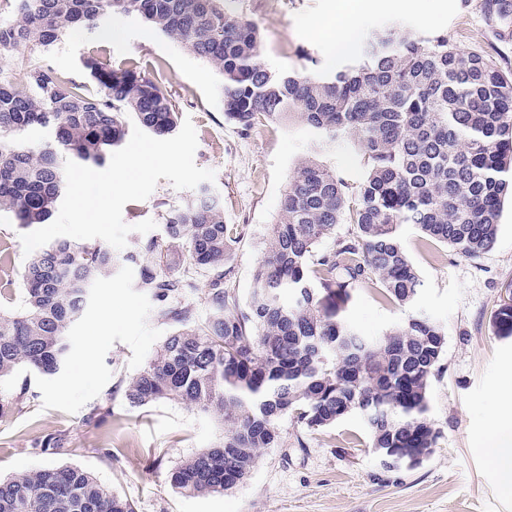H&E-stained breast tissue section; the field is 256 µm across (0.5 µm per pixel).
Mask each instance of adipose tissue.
Masks as SVG:
<instances>
[{
	"instance_id": "obj_1",
	"label": "adipose tissue",
	"mask_w": 512,
	"mask_h": 512,
	"mask_svg": "<svg viewBox=\"0 0 512 512\" xmlns=\"http://www.w3.org/2000/svg\"><path fill=\"white\" fill-rule=\"evenodd\" d=\"M371 0H337L329 15L307 21V29L318 39L332 46L336 53L348 52L352 39L372 11ZM494 405L496 416L485 425L478 446L497 467L503 478V488L512 492V395L498 397Z\"/></svg>"
}]
</instances>
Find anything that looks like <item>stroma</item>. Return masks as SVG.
I'll use <instances>...</instances> for the list:
<instances>
[{
    "label": "stroma",
    "mask_w": 512,
    "mask_h": 512,
    "mask_svg": "<svg viewBox=\"0 0 512 512\" xmlns=\"http://www.w3.org/2000/svg\"><path fill=\"white\" fill-rule=\"evenodd\" d=\"M487 0H436L441 21L423 24L409 0H380L361 28L370 33L397 25L419 36L447 35L464 52H479L512 72V12L499 15ZM335 0H230L228 7L255 21L262 63L297 70L314 59L333 64L334 52L305 29L309 17L330 13ZM102 55L112 67L138 64L159 69L162 89L191 119L198 147L195 163L213 170L209 192L224 202L226 223L238 240L224 266V284L240 309H247L254 271L295 165L309 156L348 179L363 173L349 148L318 152L309 131L297 124L261 123L244 136L224 117L221 76L209 61L151 31L137 16L105 17L96 26L67 33L49 49L35 45L0 55V70L17 74L28 64H48L66 77H86L85 58ZM196 196L159 179L143 201L127 203L126 223L154 220L149 234L131 233L127 250L146 239L164 241L163 217ZM12 212L0 209V280L21 295L28 260ZM400 238L422 288L413 307L384 297L380 288L354 291L346 317L363 334L381 335L410 313L440 322L447 346L431 381L428 419L437 432L432 453L418 466L390 470L369 444L362 414L312 430L283 419L278 447L261 450L250 477L236 487L203 495L179 492L171 484L175 467L224 434L221 419L175 400L129 407L124 390L166 336L172 323L157 318L155 302L138 286L139 267L129 263L99 281L70 331V354L51 376L19 371L1 384L20 392L0 417V477L47 466H77L132 500L137 512H512L495 467L476 443L493 417V403L512 388V201H505L494 248L478 259L457 254L426 238L411 224ZM94 366L84 371L85 356ZM65 435L55 452L37 449L38 439Z\"/></svg>",
    "instance_id": "obj_1"
}]
</instances>
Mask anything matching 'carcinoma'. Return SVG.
Masks as SVG:
<instances>
[{
	"mask_svg": "<svg viewBox=\"0 0 512 512\" xmlns=\"http://www.w3.org/2000/svg\"><path fill=\"white\" fill-rule=\"evenodd\" d=\"M111 13L135 14L213 63L224 116L240 132L296 118L321 152L356 146L364 176L350 183L313 158L296 164L246 313L224 287L236 236L207 190L166 213L165 246L151 240L117 256L102 246L51 242L23 268L20 310L0 311V379L22 369L56 374L94 284L140 258V287L176 329L127 384L126 401L143 407L173 399L224 423L217 445L177 465L175 488L207 494L244 482L260 451L278 446L285 417L315 430L360 412L379 455L431 453L429 390L444 328L412 314L366 336L344 312L352 292L374 280L389 298L413 306L421 281L401 244L403 224L471 259L494 247L503 201L512 197V75L481 53L450 46L445 34L420 37L396 25L363 36L337 69L274 71L260 62L257 27L224 0H20L15 17L0 21V52L49 48ZM84 68L85 82L48 65L0 76V208L23 228L55 214L65 161L105 164L127 135L124 115L157 137L177 128L176 104L140 66L114 69L92 56ZM35 127L53 129L55 146L36 152L18 138ZM346 214L355 235L317 252ZM186 260L211 273L203 321L181 303L196 288L179 273ZM0 512L135 508L90 472L65 466L0 479Z\"/></svg>",
	"mask_w": 512,
	"mask_h": 512,
	"instance_id": "carcinoma-1",
	"label": "carcinoma"
}]
</instances>
